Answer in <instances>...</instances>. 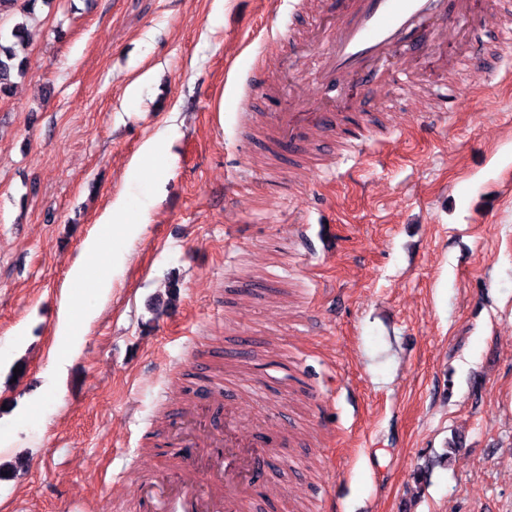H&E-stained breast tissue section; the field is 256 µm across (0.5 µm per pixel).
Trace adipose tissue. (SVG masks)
<instances>
[{
    "instance_id": "obj_1",
    "label": "adipose tissue",
    "mask_w": 512,
    "mask_h": 512,
    "mask_svg": "<svg viewBox=\"0 0 512 512\" xmlns=\"http://www.w3.org/2000/svg\"><path fill=\"white\" fill-rule=\"evenodd\" d=\"M129 211L127 194H119L101 217L104 235L88 237L83 243L84 253L99 267L96 280H89L85 266H74L70 273L71 289L66 294L58 322L59 345L54 362L63 364L70 355L74 341L79 334V322L95 318L100 308L99 300L105 299L123 274L134 242L144 231L147 222L127 223ZM93 283L98 302L89 305L86 283Z\"/></svg>"
}]
</instances>
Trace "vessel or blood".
Masks as SVG:
<instances>
[{"instance_id":"obj_1","label":"vessel or blood","mask_w":512,"mask_h":512,"mask_svg":"<svg viewBox=\"0 0 512 512\" xmlns=\"http://www.w3.org/2000/svg\"><path fill=\"white\" fill-rule=\"evenodd\" d=\"M336 6L332 30L320 27L328 4ZM291 12L311 14V23L289 30L287 38L307 53H315L317 99L299 92H284L278 80L257 73L250 86L240 127L258 139L266 156L279 161L290 149L295 165L317 163L324 169L336 164V148L346 141L347 108L337 92L358 78L393 88L396 96L415 87L433 100L427 111L435 122L453 114L457 101L430 85L401 51L410 40L419 49L430 41L454 45L452 57L441 59L445 71H480L485 48L460 41L466 29L491 33L498 50L512 49V0H288ZM275 101L272 112L257 113V101ZM233 384L207 386L186 399L148 439V459H165L168 470L147 472L131 499V512H243L248 493L263 478L270 450L261 431L243 432L235 418ZM223 414V429L205 421Z\"/></svg>"}]
</instances>
